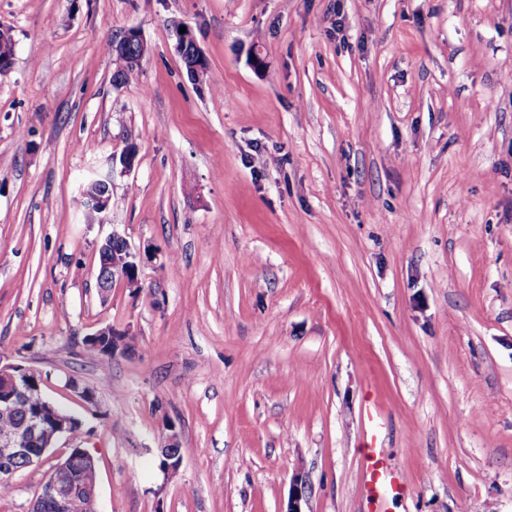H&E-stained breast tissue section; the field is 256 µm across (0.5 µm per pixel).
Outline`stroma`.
<instances>
[{"mask_svg":"<svg viewBox=\"0 0 512 512\" xmlns=\"http://www.w3.org/2000/svg\"><path fill=\"white\" fill-rule=\"evenodd\" d=\"M0 28V362L82 420L0 512L71 448L98 512H279L298 475L307 512H368L369 404L385 512H512V0H0ZM114 230L158 256L104 299ZM108 324L135 347L105 366ZM120 50H125L131 55V61L136 64L140 63L142 57L146 51V44L139 29L131 27L127 29L124 35V41L120 45ZM115 70L117 75L121 76L122 82L129 81L134 75L135 69L139 67V64L131 65L124 61L123 58L115 56ZM177 52L182 60H187L189 53L191 64L188 68L190 69L191 78L194 80L203 79L208 69V62L188 29L185 33H180V28L177 31ZM104 336H112V338L105 337L101 340ZM116 336H129L124 335V332H117L114 328H112V325H105L103 327L98 328L96 331H94L91 334L87 335L86 346L87 350L97 356L102 363H108L109 360L112 359V355L116 354L118 352L117 349H115V341ZM101 340V344L103 345L102 349H95L92 347H100L99 341ZM106 350H111V353H108ZM166 433L162 435L161 447L157 448L160 452V468L167 474H175L182 466V459L172 457L170 449L179 448V433L176 431V427L172 424H168L166 427ZM164 452V453H163ZM370 451L365 456L364 466L366 472L370 475V482L373 485L389 484L393 487L397 483V478L393 473L387 470L381 455L376 451V448L369 446Z\"/></svg>","mask_w":512,"mask_h":512,"instance_id":"1","label":"stroma"}]
</instances>
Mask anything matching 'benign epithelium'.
I'll return each mask as SVG.
<instances>
[{
  "instance_id": "7a95c632",
  "label": "benign epithelium",
  "mask_w": 512,
  "mask_h": 512,
  "mask_svg": "<svg viewBox=\"0 0 512 512\" xmlns=\"http://www.w3.org/2000/svg\"><path fill=\"white\" fill-rule=\"evenodd\" d=\"M120 49L131 55L132 62L138 63L146 51V44L139 29L131 27L124 35ZM177 52L181 59H190L191 78L203 79L207 72L208 62L190 32L177 33ZM106 240L121 246V252L112 260V285H120L137 295L144 288L140 276L143 258L134 252L127 240L117 231L112 232ZM33 384L28 377L27 366L22 364H0V421H15L14 403L24 400L32 390ZM79 425L78 419L60 411L49 399L44 400L34 413L24 422L14 425L11 432L0 435V469L3 479L9 480L16 471L5 468L8 463L18 460L25 462V468H31L41 463L43 453L54 447L55 441L62 436L72 433ZM44 440L42 453L37 455L30 445L37 439ZM179 447V433L172 424L167 425L166 433L162 435L160 452V468L167 474L176 473L182 466V460L171 456L170 449ZM95 464L93 456L83 448H75L69 456L58 461L51 469L41 487L40 496L49 502L56 512H66L69 502L80 491L72 479V472L79 466ZM307 504L306 484L295 481L292 492L288 497L284 512H305Z\"/></svg>"
}]
</instances>
